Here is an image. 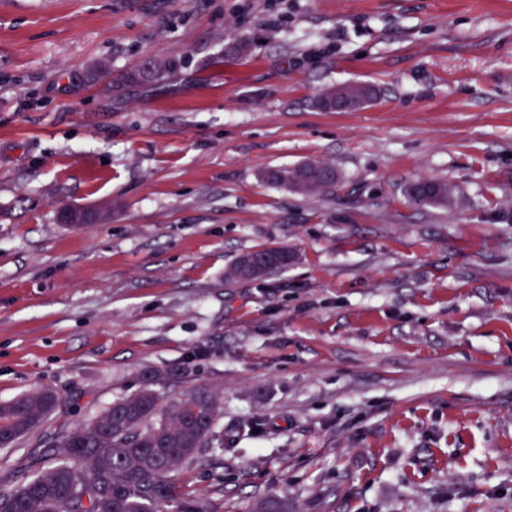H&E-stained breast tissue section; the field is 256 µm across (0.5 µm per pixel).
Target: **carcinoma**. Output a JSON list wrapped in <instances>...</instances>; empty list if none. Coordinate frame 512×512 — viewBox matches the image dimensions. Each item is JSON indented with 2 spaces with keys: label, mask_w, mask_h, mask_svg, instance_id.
<instances>
[{
  "label": "carcinoma",
  "mask_w": 512,
  "mask_h": 512,
  "mask_svg": "<svg viewBox=\"0 0 512 512\" xmlns=\"http://www.w3.org/2000/svg\"><path fill=\"white\" fill-rule=\"evenodd\" d=\"M167 65L156 63L128 72L116 87L157 79ZM339 89L371 102L376 90L361 84ZM331 165L304 162L267 169L262 180L303 196L328 195L340 181L328 182L322 172ZM406 193L417 204L445 206L452 186L422 179L409 184ZM257 254L277 257L274 271L292 265L295 254L286 247H265ZM174 370H154L144 375L143 386L112 403L90 421L72 430L55 429L39 436L33 455L46 448L62 449L51 467L13 476L15 487L0 494V512H163L175 499L171 477L187 463L225 446L224 427L218 424V399L203 388L171 397L161 390L164 381L175 382ZM51 390H36L0 403V440L10 445L42 427L59 406ZM254 512H288V499L270 495Z\"/></svg>",
  "instance_id": "1"
}]
</instances>
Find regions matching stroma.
I'll list each match as a JSON object with an SVG mask.
<instances>
[{
    "label": "stroma",
    "mask_w": 512,
    "mask_h": 512,
    "mask_svg": "<svg viewBox=\"0 0 512 512\" xmlns=\"http://www.w3.org/2000/svg\"><path fill=\"white\" fill-rule=\"evenodd\" d=\"M309 160L334 193L261 178ZM168 368L235 440L174 477L212 512H512V0H0V402ZM167 69V65L156 63L153 67H142L139 69L128 72L121 78V81L116 83V88L121 86H128L130 84H140L156 80ZM422 186L429 187V193H423ZM452 186L448 183L422 179L409 184L406 193L417 204L445 206L452 196ZM252 253L271 254L277 257L274 270L271 273L288 268V266L292 265L296 260L295 254L287 247H265L251 252H247L240 255L233 262V264L226 270L225 278L227 281L234 282L240 280H247L245 277L242 276L241 270L244 275L251 277L262 276L265 273L266 267L271 263V259L268 257H264L262 259L247 257L244 259L242 267H240L242 258Z\"/></svg>",
    "instance_id": "35a3bbf8"
}]
</instances>
